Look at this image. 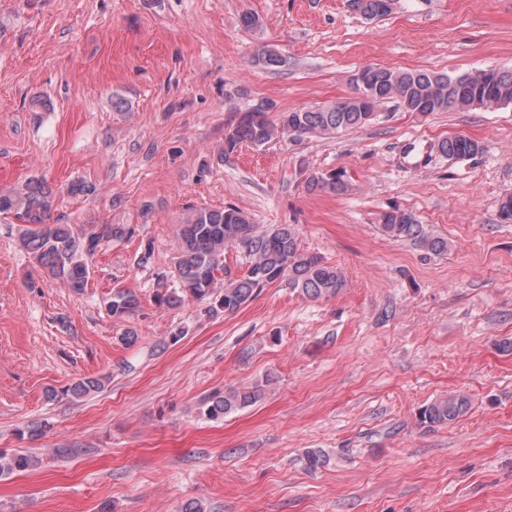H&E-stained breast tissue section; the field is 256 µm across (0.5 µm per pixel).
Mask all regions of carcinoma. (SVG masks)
Wrapping results in <instances>:
<instances>
[{
  "label": "carcinoma",
  "instance_id": "carcinoma-1",
  "mask_svg": "<svg viewBox=\"0 0 512 512\" xmlns=\"http://www.w3.org/2000/svg\"><path fill=\"white\" fill-rule=\"evenodd\" d=\"M354 8L369 18L383 17L390 12L386 0H352ZM377 107L395 100L409 112L423 115L449 112L475 106L476 101L489 99V107L512 105V70H478L459 75L425 71H401L368 67L365 84H355ZM375 113L368 111L356 96L315 110L281 112L271 120L267 113L250 110L241 112L231 124L224 141L223 154L235 152L243 143L254 147L287 136H334L360 128L372 122ZM444 155L463 159L481 150L478 142L464 137L446 138L438 143ZM310 190L321 189L342 194L348 190L341 171L312 175L307 181ZM54 199L51 187L40 177L28 179L19 190L0 191V216L9 215L24 224L20 235L21 247L31 255L48 278L60 282L76 293L82 292L90 279L89 261L102 245L114 239L133 236L129 224H51L50 212ZM382 233L393 240H407L433 254L448 252V240L432 236L415 216L400 208L384 212L380 217ZM179 257L171 275L158 276L154 301L160 307L175 309L189 301L209 299L205 312L211 316L238 312L257 293L276 283L313 299L330 298L345 288L342 271L326 263L317 254L300 249L297 233L290 224L261 230L241 209L201 207L176 231ZM229 248L240 249L247 271L241 276L224 264ZM106 308L115 319H124L140 308V299L132 291L117 288L107 299ZM103 381L97 377L78 378L64 389V394L79 400L99 391ZM263 391L257 386L215 390L200 402V414L218 420L233 412L258 403ZM471 400L465 393H450L422 407L419 417L423 424L451 423L468 412ZM305 468L316 471L326 463L325 454L310 448L303 455ZM42 459L29 452L0 451V478L17 472L33 470Z\"/></svg>",
  "mask_w": 512,
  "mask_h": 512
}]
</instances>
